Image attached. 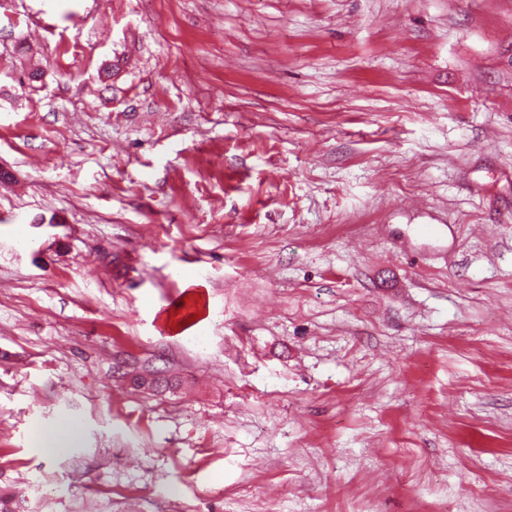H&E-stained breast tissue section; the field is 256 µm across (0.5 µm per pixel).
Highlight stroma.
Returning <instances> with one entry per match:
<instances>
[{
  "instance_id": "stroma-1",
  "label": "stroma",
  "mask_w": 512,
  "mask_h": 512,
  "mask_svg": "<svg viewBox=\"0 0 512 512\" xmlns=\"http://www.w3.org/2000/svg\"><path fill=\"white\" fill-rule=\"evenodd\" d=\"M511 44L512 0H0L15 512H512ZM181 286L183 291H186L183 299L188 297V300H185L193 305L191 309V313L193 312H202L203 317L198 318L195 322L190 323L189 325H185L182 328H179L180 321H184L185 318H182L183 313H175L173 318H170V310L163 312L159 316V321L163 326L168 328L171 331H181L180 336L191 335L195 331H197L198 327L205 321L204 313V291L205 283L201 277L196 275H182L181 277ZM172 321H176L177 329H172ZM79 434L80 428L74 422L67 421L52 430L38 431L34 436L35 447L47 455L56 454L62 435H66L69 442L74 444Z\"/></svg>"
}]
</instances>
